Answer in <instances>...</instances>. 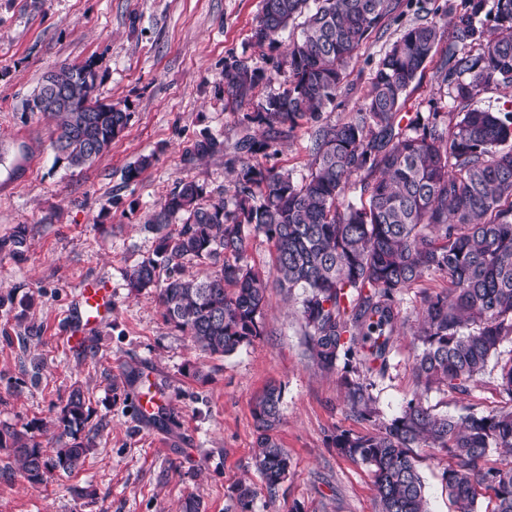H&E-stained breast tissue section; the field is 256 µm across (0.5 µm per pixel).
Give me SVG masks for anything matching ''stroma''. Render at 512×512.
<instances>
[{
    "label": "stroma",
    "instance_id": "35a3bbf8",
    "mask_svg": "<svg viewBox=\"0 0 512 512\" xmlns=\"http://www.w3.org/2000/svg\"><path fill=\"white\" fill-rule=\"evenodd\" d=\"M261 0H0V237L25 227L23 255L0 253V425L44 428L56 448V419L72 385L90 408L85 429L95 446L83 467L42 485L23 477L9 449L0 448V512H179L188 495L204 512H240L236 487H259L251 512H378L372 475L338 453L333 429L366 433L350 417L336 376L306 353L298 305L268 291L263 332L229 356L198 350L163 317L156 290L130 293L124 274L153 257L155 235L145 225L177 183L191 178L205 197L233 187L238 147L254 138L267 145L264 167L308 175L310 125L268 137L249 119L251 106L224 99V62L246 58L265 70L256 90H282L286 74L274 65L283 50L251 40ZM418 20L402 11L382 38L351 59L347 85L319 121L335 125L357 112L380 58ZM91 63L101 101L129 112L124 131L91 165L69 167L51 147L53 121L24 111L43 75L64 65ZM448 111L438 62L427 64L406 104L410 112ZM213 135L222 152L190 159L194 144ZM151 165L134 181L127 166ZM90 277L112 283V317L82 347L66 341L73 300ZM447 285L429 275L400 304L404 323L394 337L385 376L373 393L383 416L395 415L417 389L413 372L417 314L423 292ZM201 369L202 378L187 374ZM155 385L166 406L150 426L137 423L136 378ZM271 382L283 389L278 440L292 460L275 491L260 487L255 470L253 401ZM438 411L488 412L504 399L490 368L469 394L431 391ZM449 459L423 451L418 467L429 512H453L441 475ZM90 497L80 498L76 489Z\"/></svg>",
    "mask_w": 512,
    "mask_h": 512
}]
</instances>
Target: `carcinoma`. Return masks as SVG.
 <instances>
[{
    "label": "carcinoma",
    "instance_id": "obj_1",
    "mask_svg": "<svg viewBox=\"0 0 512 512\" xmlns=\"http://www.w3.org/2000/svg\"><path fill=\"white\" fill-rule=\"evenodd\" d=\"M433 19L408 28L380 59L355 116L318 125L311 134L313 168L290 172L240 160L234 194L202 202L203 188L183 179L150 217L154 256L125 273L126 288L158 289L163 317L211 355L226 356L261 335L269 282L299 299L306 351L323 372L336 373L350 415L373 431L338 429L333 447L369 467L379 512H429L418 451L444 452L442 473L456 512H476L479 492L493 512H512V468L491 465L495 448L512 455V111L477 105L481 92L512 87V0H461L440 70L452 110L424 116L403 112L425 63L437 52L448 11L431 0H262L251 39L281 43L297 19L299 35L276 72L288 73L281 92L256 98L267 79L246 59L224 63V96L253 105L252 120L275 134L293 133L336 106L346 68L358 49L380 38L401 2ZM89 63L63 66L42 78L24 111L56 122L52 149L71 167L93 163L126 128L129 113L95 95ZM82 89L64 108L42 106L46 84ZM224 143L197 141L192 154L212 155ZM273 242L267 275L243 263L250 237ZM25 230L0 238V253H22ZM207 267L203 276L185 265ZM168 276L160 280V269ZM448 283L424 292L415 336L414 373L423 393L388 418L381 415L367 375L384 376L396 335L400 296L424 276ZM494 364L504 405L439 412L423 398L433 390L466 394ZM282 386L268 384L252 410L255 468L273 491L291 459L280 446ZM90 417L84 392L72 386L57 418L59 447L48 453L34 423L0 427V448L12 452L25 479L40 485L78 470L94 447L82 435ZM241 512L257 494L237 489Z\"/></svg>",
    "mask_w": 512,
    "mask_h": 512
}]
</instances>
